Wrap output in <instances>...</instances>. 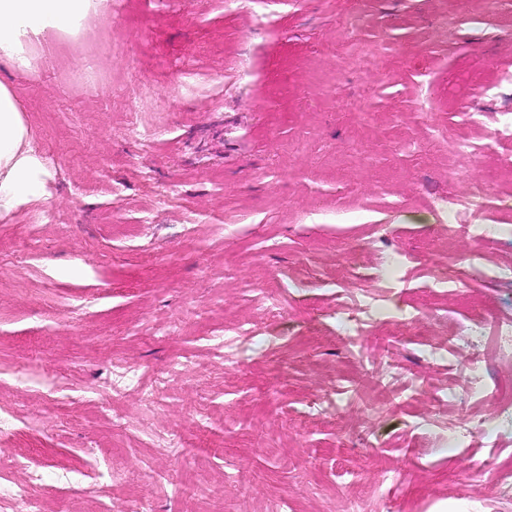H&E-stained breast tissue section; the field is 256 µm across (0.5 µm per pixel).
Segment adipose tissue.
Returning a JSON list of instances; mask_svg holds the SVG:
<instances>
[{
  "label": "adipose tissue",
  "instance_id": "1",
  "mask_svg": "<svg viewBox=\"0 0 512 512\" xmlns=\"http://www.w3.org/2000/svg\"><path fill=\"white\" fill-rule=\"evenodd\" d=\"M104 0H0V59L32 71V53L52 33L88 32ZM49 171L32 146L19 99L0 82V219L45 198Z\"/></svg>",
  "mask_w": 512,
  "mask_h": 512
}]
</instances>
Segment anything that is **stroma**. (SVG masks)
<instances>
[{"label": "stroma", "mask_w": 512, "mask_h": 512, "mask_svg": "<svg viewBox=\"0 0 512 512\" xmlns=\"http://www.w3.org/2000/svg\"><path fill=\"white\" fill-rule=\"evenodd\" d=\"M34 56L32 76L0 60L51 173L0 219V419L40 436L0 438V512H512V485L469 478L512 467V360L459 336L512 318V8L126 0ZM469 192L490 240L448 231ZM371 354L398 362L390 388ZM178 356L160 403L113 395L120 365ZM463 417L485 434L449 443ZM483 362L484 360L482 355L480 353H476L475 356L470 360L467 373L459 382V388L461 392L467 396L473 397L483 393V388L481 385V377L484 370Z\"/></svg>", "instance_id": "stroma-1"}]
</instances>
